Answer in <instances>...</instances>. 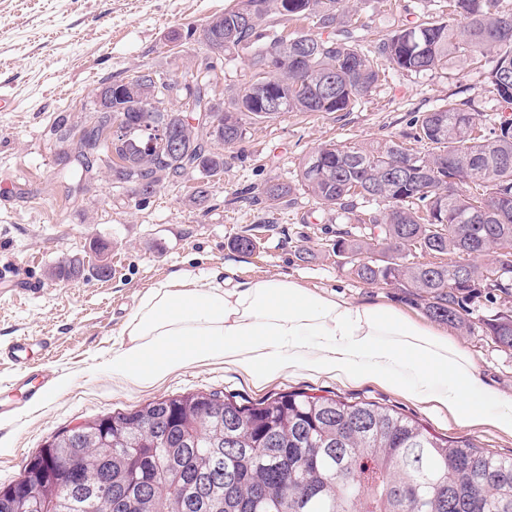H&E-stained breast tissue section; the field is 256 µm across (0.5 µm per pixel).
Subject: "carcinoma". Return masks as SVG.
<instances>
[{"label":"carcinoma","mask_w":512,"mask_h":512,"mask_svg":"<svg viewBox=\"0 0 512 512\" xmlns=\"http://www.w3.org/2000/svg\"><path fill=\"white\" fill-rule=\"evenodd\" d=\"M447 2L448 18L431 16L363 49L346 36L268 33L277 22L310 18L334 29L344 0H236L203 29L208 49L252 52L251 78L231 90L228 106H211L207 74L183 85L145 68L112 95V111L94 112L77 135L63 130L65 176L80 183L99 160L113 183L132 191L146 180L155 193L190 170L218 176L224 154L215 145L231 148L247 126L287 112H348L371 95L385 67L417 75L445 69L453 57L493 52L488 79L511 106L512 11L501 0ZM173 95L191 100L193 112L212 113L211 125L183 124L180 112L165 108ZM270 99L280 107L270 109ZM146 113L179 135L181 155L162 139L146 152L113 143L114 125L136 127ZM403 137L433 148L326 143L302 158L297 185L347 223L378 230L367 241L340 235L333 245L357 279L402 288L431 317L470 333L475 300L512 296V120L487 115L479 123L450 100L414 115ZM294 190L270 182L252 200L272 205ZM418 250L450 259L417 262ZM485 256L489 262L476 263ZM478 329L512 349V309L483 316ZM110 418L106 429L97 416L74 443L62 432L59 447L48 443L35 454L90 481L112 470L110 495L77 499L63 479L54 480L44 489L52 512H128L132 505L138 512H338L343 503L358 512H512V458L437 437L368 402L281 393L243 406L198 392Z\"/></svg>","instance_id":"carcinoma-1"}]
</instances>
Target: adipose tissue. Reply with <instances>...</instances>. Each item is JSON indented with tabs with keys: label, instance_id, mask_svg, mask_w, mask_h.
Returning a JSON list of instances; mask_svg holds the SVG:
<instances>
[{
	"label": "adipose tissue",
	"instance_id": "adipose-tissue-1",
	"mask_svg": "<svg viewBox=\"0 0 512 512\" xmlns=\"http://www.w3.org/2000/svg\"><path fill=\"white\" fill-rule=\"evenodd\" d=\"M123 334L112 374L137 385L214 364L256 383L302 369L350 383L369 378L459 424L512 435V399L482 383L444 333L394 307L356 304L290 279L163 281L141 296Z\"/></svg>",
	"mask_w": 512,
	"mask_h": 512
}]
</instances>
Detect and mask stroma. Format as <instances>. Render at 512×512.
Segmentation results:
<instances>
[{
	"label": "stroma",
	"mask_w": 512,
	"mask_h": 512,
	"mask_svg": "<svg viewBox=\"0 0 512 512\" xmlns=\"http://www.w3.org/2000/svg\"><path fill=\"white\" fill-rule=\"evenodd\" d=\"M232 0H0V84L14 96L0 112V270L14 280L0 284V343L30 337L33 354H47L52 386L38 404L24 402L11 382L16 370L0 361V397L16 407L0 419V485L19 479L46 441L72 426L111 411L196 392H216L242 404L301 391L310 396L371 402L407 416L431 434L469 439L512 457V436L488 425L457 424L447 413L416 404L365 381L356 385L296 370L255 386L221 365L191 367L153 387L114 379L110 359L141 295L182 274L235 282L288 277L319 291L364 304L402 310L421 326L446 332L473 359L479 377L512 398V351L481 333L467 334L431 318L403 289L358 281L337 263L339 233L367 238L364 225H345L296 188L301 158L329 141L376 143L400 139L414 113L452 98L470 112L512 120V107L497 101L486 68L470 58L451 59L446 70L420 75L389 72L352 110L320 117L297 112L249 126L242 142L225 150L224 172L201 206L189 197L199 173L167 183L136 201L98 167L77 199L66 196V168L51 130L59 119L80 127L97 106L103 83L130 80L150 67L185 76L200 64L202 29ZM345 23L354 43L422 19L425 0H348ZM251 75V54H225L215 70L213 97ZM269 182L293 184L273 207L252 203L249 190ZM247 235L256 248L236 251ZM80 260L71 281L54 275L63 259ZM112 268L98 276L99 265Z\"/></svg>",
	"instance_id": "35a3bbf8"
}]
</instances>
